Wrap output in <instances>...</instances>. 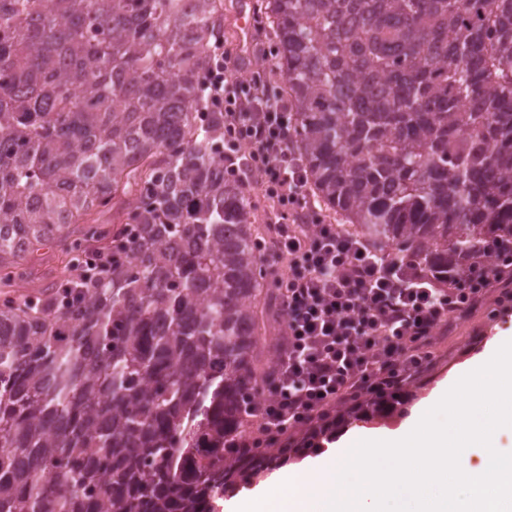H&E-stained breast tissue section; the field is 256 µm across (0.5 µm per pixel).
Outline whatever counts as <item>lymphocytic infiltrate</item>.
Returning <instances> with one entry per match:
<instances>
[{
	"instance_id": "obj_1",
	"label": "lymphocytic infiltrate",
	"mask_w": 512,
	"mask_h": 512,
	"mask_svg": "<svg viewBox=\"0 0 512 512\" xmlns=\"http://www.w3.org/2000/svg\"><path fill=\"white\" fill-rule=\"evenodd\" d=\"M208 73L207 96L224 114V148L246 156L271 201L273 259L282 273L277 310L283 340L255 399L241 448L284 442L291 430L327 435L331 411H361L422 382L434 366L430 348L500 291V314H512V258L491 242V259H470L441 279L324 221L292 148L291 114L266 89L226 72L236 61L223 47Z\"/></svg>"
}]
</instances>
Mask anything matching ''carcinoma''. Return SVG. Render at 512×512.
<instances>
[{
    "label": "carcinoma",
    "instance_id": "carcinoma-1",
    "mask_svg": "<svg viewBox=\"0 0 512 512\" xmlns=\"http://www.w3.org/2000/svg\"><path fill=\"white\" fill-rule=\"evenodd\" d=\"M320 206L440 276L512 242V0H260ZM224 0H0V288L54 242L122 259L0 303V512H211L274 291L203 82ZM112 215L113 231L72 224Z\"/></svg>",
    "mask_w": 512,
    "mask_h": 512
}]
</instances>
